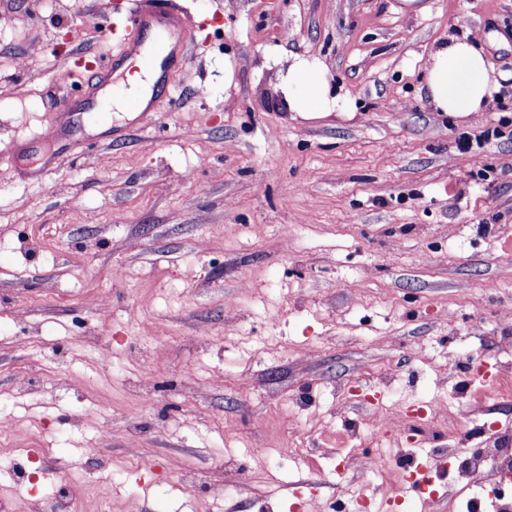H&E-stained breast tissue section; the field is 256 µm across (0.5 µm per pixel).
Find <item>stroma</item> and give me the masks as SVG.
I'll return each instance as SVG.
<instances>
[{"label":"stroma","mask_w":512,"mask_h":512,"mask_svg":"<svg viewBox=\"0 0 512 512\" xmlns=\"http://www.w3.org/2000/svg\"><path fill=\"white\" fill-rule=\"evenodd\" d=\"M177 2L190 32L152 111L112 135L70 114L52 147L36 134L84 90L73 48L118 54L125 0H0V147L31 140L0 154V512L62 490L82 512H331L341 468L371 512H420L354 462L375 411L407 415L381 445L419 463L512 426V0ZM476 33L497 92L435 111L432 46ZM296 55L354 111H289ZM488 128L471 169L457 140ZM383 377L396 397L370 401ZM478 398L459 440L448 417Z\"/></svg>","instance_id":"1"}]
</instances>
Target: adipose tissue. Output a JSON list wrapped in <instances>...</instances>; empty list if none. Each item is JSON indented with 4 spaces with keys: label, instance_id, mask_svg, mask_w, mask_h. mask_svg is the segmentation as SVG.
Segmentation results:
<instances>
[{
    "label": "adipose tissue",
    "instance_id": "obj_1",
    "mask_svg": "<svg viewBox=\"0 0 512 512\" xmlns=\"http://www.w3.org/2000/svg\"><path fill=\"white\" fill-rule=\"evenodd\" d=\"M288 108L293 112H347L352 101L332 93L325 66L293 57L283 78ZM425 88L435 110L456 117L484 111L494 88L483 50L465 38L436 43L425 69Z\"/></svg>",
    "mask_w": 512,
    "mask_h": 512
}]
</instances>
